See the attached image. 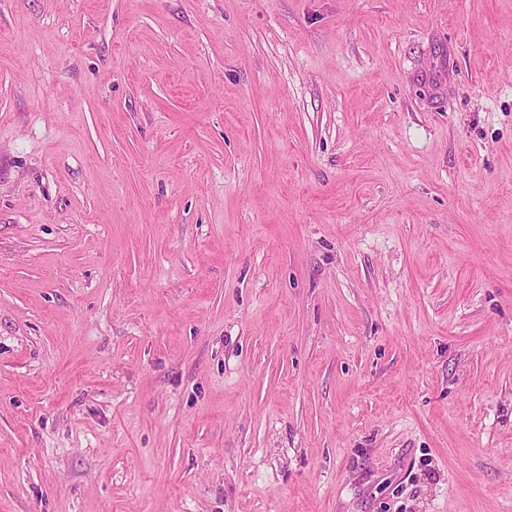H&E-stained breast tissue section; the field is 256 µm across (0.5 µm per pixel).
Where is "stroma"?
I'll return each instance as SVG.
<instances>
[{
	"label": "stroma",
	"mask_w": 512,
	"mask_h": 512,
	"mask_svg": "<svg viewBox=\"0 0 512 512\" xmlns=\"http://www.w3.org/2000/svg\"><path fill=\"white\" fill-rule=\"evenodd\" d=\"M0 512H512V0H0Z\"/></svg>",
	"instance_id": "stroma-1"
}]
</instances>
